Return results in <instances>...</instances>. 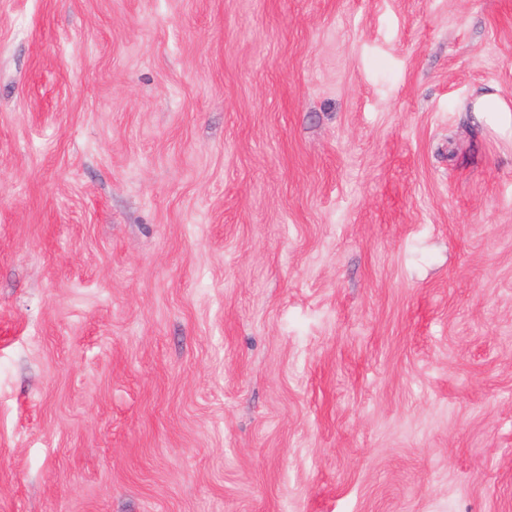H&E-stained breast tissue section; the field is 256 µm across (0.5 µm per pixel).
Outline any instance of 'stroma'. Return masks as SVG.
<instances>
[{"label":"stroma","instance_id":"obj_1","mask_svg":"<svg viewBox=\"0 0 512 512\" xmlns=\"http://www.w3.org/2000/svg\"><path fill=\"white\" fill-rule=\"evenodd\" d=\"M512 0H0V512H512ZM472 111L491 113L496 121L502 119L507 124L512 120L510 104L497 90L477 95L472 103Z\"/></svg>","mask_w":512,"mask_h":512}]
</instances>
